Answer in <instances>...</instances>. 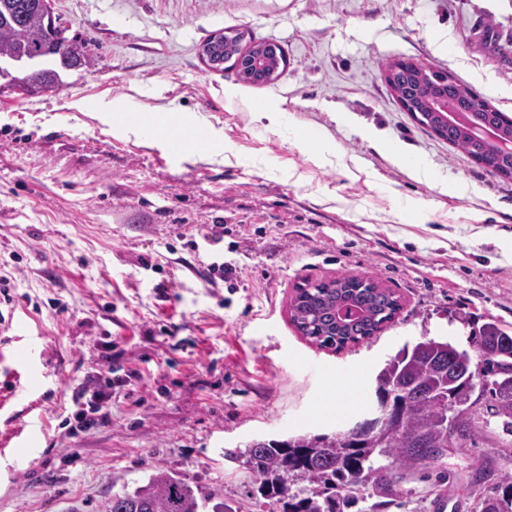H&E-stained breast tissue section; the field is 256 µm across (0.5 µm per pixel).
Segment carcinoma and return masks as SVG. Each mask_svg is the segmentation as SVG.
<instances>
[{
  "label": "carcinoma",
  "mask_w": 512,
  "mask_h": 512,
  "mask_svg": "<svg viewBox=\"0 0 512 512\" xmlns=\"http://www.w3.org/2000/svg\"><path fill=\"white\" fill-rule=\"evenodd\" d=\"M213 54L221 62L262 57L267 71L240 78L257 84L280 67L281 53L266 42L247 49L237 36L224 37ZM35 61L16 76L20 92L29 88L59 89L63 74L86 64V46L75 38L49 30L43 0H0V61L20 58ZM384 79L397 98L409 102L419 114L418 122L436 136L465 152L477 165L504 181L512 180V153L475 136L472 126H491L499 140L512 141V118L488 100L473 93L465 84L452 80L450 96L468 111L470 124L448 123V117L434 109V101L445 92L447 76L398 60L383 68ZM350 307L352 320L342 322L339 311ZM396 313L400 304L395 294L370 277L349 274L298 289L291 303V320L311 342L321 347L341 349L380 332L391 319L385 309ZM512 336L494 322L484 323L471 335L477 353L475 370L467 351H460L448 340L425 337L413 346H404L378 372L377 403L387 406L389 417L385 440L360 421L334 434H305L287 439H263L244 448L224 450V459L244 461L259 478L258 494L269 512H345L357 504V492L365 490L378 501L370 506L377 512L384 500L398 495L404 475L430 469L447 451L453 434L460 430L469 441L478 437L477 419L486 409L503 418V429L512 433V392L500 381L512 375V356L501 354L503 340ZM454 400L469 412L468 426L448 420L440 400ZM389 463L374 466L375 456ZM307 486L293 491L292 481ZM502 494L491 498L493 506L483 512H512V475L504 477ZM214 493L193 489L173 474L158 469L147 483L134 491L112 495L102 512H203Z\"/></svg>",
  "instance_id": "carcinoma-1"
}]
</instances>
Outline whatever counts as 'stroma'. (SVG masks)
I'll list each match as a JSON object with an SVG mask.
<instances>
[{"mask_svg": "<svg viewBox=\"0 0 512 512\" xmlns=\"http://www.w3.org/2000/svg\"><path fill=\"white\" fill-rule=\"evenodd\" d=\"M53 10L87 41L88 66L36 95L0 79V276L12 283L0 303V512H100L158 468L263 512L255 473L225 449L352 427L368 403L325 412L330 384L358 372L371 391L404 345L441 336L462 350L490 320L512 334V181L419 125L382 70L410 60L453 74L512 117V56L494 49L512 36V0ZM231 30L281 45L274 81L205 66L201 44ZM113 101L121 113L97 118L94 105ZM169 111L220 130L223 154L122 129L126 113ZM212 224L237 270L214 284L201 242ZM349 273L390 288L401 309L368 339L320 347L292 323L291 301L305 282ZM111 342L140 377L120 387L110 424L69 434L72 394ZM439 468L445 483L411 476L383 512H480L512 474V435L489 418Z\"/></svg>", "mask_w": 512, "mask_h": 512, "instance_id": "obj_1", "label": "stroma"}]
</instances>
